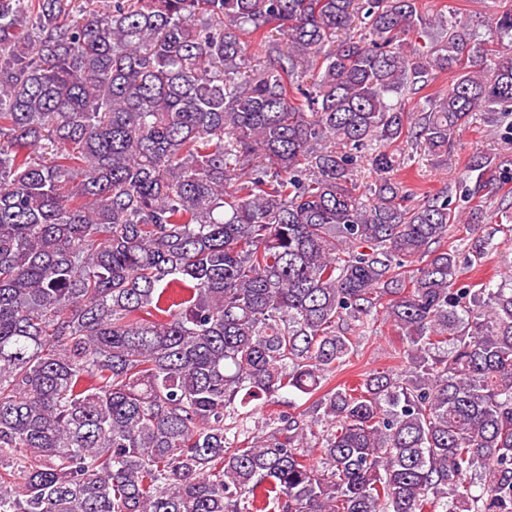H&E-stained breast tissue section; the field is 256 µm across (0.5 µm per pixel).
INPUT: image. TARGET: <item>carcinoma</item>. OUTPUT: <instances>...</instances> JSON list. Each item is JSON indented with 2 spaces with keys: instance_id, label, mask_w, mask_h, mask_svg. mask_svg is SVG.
Here are the masks:
<instances>
[{
  "instance_id": "1",
  "label": "carcinoma",
  "mask_w": 512,
  "mask_h": 512,
  "mask_svg": "<svg viewBox=\"0 0 512 512\" xmlns=\"http://www.w3.org/2000/svg\"><path fill=\"white\" fill-rule=\"evenodd\" d=\"M434 23L0 0V512H512V279L462 281L449 196L390 176L477 120L512 140V0L493 53ZM511 183L476 154L463 198ZM378 323L400 368L329 385Z\"/></svg>"
}]
</instances>
